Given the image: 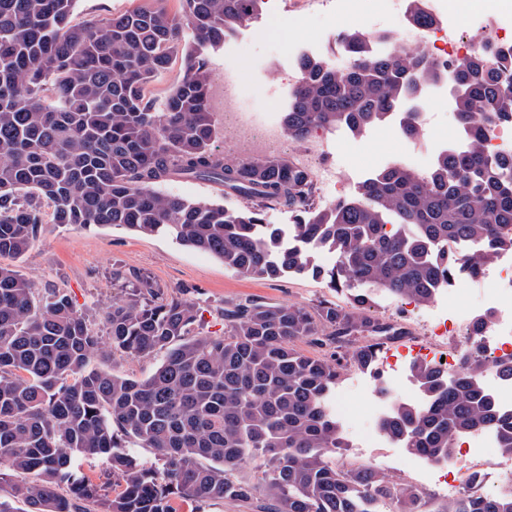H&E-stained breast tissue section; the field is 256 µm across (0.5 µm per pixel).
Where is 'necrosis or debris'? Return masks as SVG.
Listing matches in <instances>:
<instances>
[{"mask_svg":"<svg viewBox=\"0 0 512 512\" xmlns=\"http://www.w3.org/2000/svg\"><path fill=\"white\" fill-rule=\"evenodd\" d=\"M428 12L435 25H407L393 38H372L369 49L373 55L386 56L399 49L424 48L435 60L454 63L476 54L489 45L512 46V0H500L491 9L476 10L471 0H427ZM409 0H337L335 20H344L361 13L368 24L380 19L407 16ZM241 80L236 68L224 71V133L244 156L256 150H279L284 132L274 113L258 114L244 111L241 103ZM462 129H454L447 138H405L402 151L384 157V165L401 163L426 173L427 162L435 155L463 142ZM487 285L479 305L458 303L450 299L447 289H440L436 300L421 316L425 333L413 337L409 345L386 354L381 364L370 371L352 376L350 383L337 389L332 404L344 409L348 396H355V407L364 425L358 434L366 447H375L385 438L380 423L396 401L422 404L411 374L416 362L441 366L448 375H456L462 361L460 348L449 346L448 339L461 326L471 323L476 314L491 311L495 321L484 331L480 344L491 362L512 360V254L505 252L480 274ZM412 472L419 485H432L445 496L456 497L463 491L459 471L480 475L482 482L499 490H512V455L500 448L494 433L478 430L464 436L458 443L452 461L444 463L428 455L411 453Z\"/></svg>","mask_w":512,"mask_h":512,"instance_id":"obj_1","label":"necrosis or debris"}]
</instances>
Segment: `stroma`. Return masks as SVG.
I'll return each mask as SVG.
<instances>
[{
    "mask_svg": "<svg viewBox=\"0 0 512 512\" xmlns=\"http://www.w3.org/2000/svg\"><path fill=\"white\" fill-rule=\"evenodd\" d=\"M335 4L336 0H280L275 8L266 4L246 28L253 41L248 52L239 53L237 37L227 39L225 53L213 58L211 96L216 127L224 125V65L228 62H237L250 82L241 103L245 111L280 115L287 111L297 70L287 56L272 54V46L303 41L311 27L331 25ZM329 135L328 153L315 157L308 168L316 177L323 169H336L345 197L366 181L369 167L402 146L400 134L383 126L359 138L340 128L330 130ZM163 190L230 209L247 205L246 200L203 180L169 182ZM15 266L36 285L39 294L70 292L92 331L100 336L105 333V315L113 300L128 296L141 275L150 277L164 295L182 293L192 299L201 315L200 332L212 335L225 331V307L244 300L275 306L296 304L311 311L323 302L341 308L348 305L346 293L331 288L327 280L310 275L277 280L247 278L226 269L218 258L181 246L166 236L143 235L120 227L44 225ZM345 454L355 463L381 468L394 481L410 479L407 456L398 449L361 448L353 442Z\"/></svg>",
    "mask_w": 512,
    "mask_h": 512,
    "instance_id": "stroma-1",
    "label": "stroma"
}]
</instances>
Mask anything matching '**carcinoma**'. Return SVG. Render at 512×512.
I'll list each match as a JSON object with an SVG mask.
<instances>
[{"label": "carcinoma", "mask_w": 512, "mask_h": 512, "mask_svg": "<svg viewBox=\"0 0 512 512\" xmlns=\"http://www.w3.org/2000/svg\"><path fill=\"white\" fill-rule=\"evenodd\" d=\"M75 2L0 0V258H20L47 223L121 226L165 234L243 276H326L351 309L249 300L224 309V335H194L195 302L160 298L139 275L141 290L112 302L103 340L68 293L41 296L0 262V464L20 478L12 497L25 512H179L182 502L224 500L256 502L260 512H512L511 490L470 489L438 507L378 468L345 462L331 404L343 372L373 367L379 338L407 335L369 314L377 295L426 306L443 281L475 277L512 251V156L484 154L487 126H512V79L503 77L512 50L489 46L449 69L419 47L375 57L370 33L352 28L341 34L346 67L302 57L283 118L292 140L321 128L360 134L445 78L459 88L465 132L463 147L427 173L395 163L355 196L316 210L310 171L279 156L226 161L214 146L211 56L264 0H181L174 16L151 0L82 23ZM409 21L433 24L426 0H411ZM177 60L182 81L158 106L148 88ZM401 132L419 136L418 112L406 113ZM175 180L218 183L250 207L159 190ZM273 206L288 209L297 234L335 253L336 264L316 265L310 249L282 250L266 222ZM392 222L402 231L386 229ZM448 240L471 249L433 251ZM492 320L471 323L453 379L413 365L428 406L396 403L381 422L390 440L448 462L459 438L493 429L512 454V412L482 386L488 361L477 339ZM300 340L330 356L305 354ZM152 353L162 359L142 380L90 367L95 356ZM85 456L106 459L119 489L86 475ZM244 469L254 479L235 477Z\"/></svg>", "instance_id": "carcinoma-1"}]
</instances>
